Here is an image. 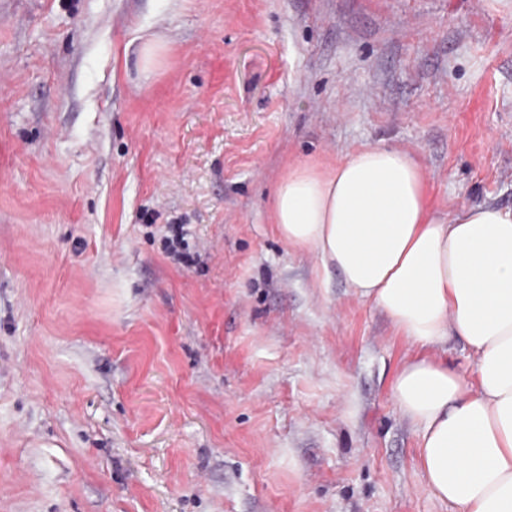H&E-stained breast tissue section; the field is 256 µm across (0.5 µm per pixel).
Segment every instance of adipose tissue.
Returning <instances> with one entry per match:
<instances>
[{
	"label": "adipose tissue",
	"instance_id": "obj_1",
	"mask_svg": "<svg viewBox=\"0 0 512 512\" xmlns=\"http://www.w3.org/2000/svg\"><path fill=\"white\" fill-rule=\"evenodd\" d=\"M268 207L282 240L418 346L392 396L419 433L432 495L450 512H512V209L439 211L415 157L376 144L288 164ZM453 339L471 375L439 358Z\"/></svg>",
	"mask_w": 512,
	"mask_h": 512
}]
</instances>
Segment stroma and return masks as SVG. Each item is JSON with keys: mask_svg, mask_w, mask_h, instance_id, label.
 I'll return each instance as SVG.
<instances>
[{"mask_svg": "<svg viewBox=\"0 0 512 512\" xmlns=\"http://www.w3.org/2000/svg\"><path fill=\"white\" fill-rule=\"evenodd\" d=\"M366 144L511 209L512 0H0V512H448L416 345L270 222ZM166 51L167 43L162 36L158 35L146 41L137 50V59L140 68L145 72H150Z\"/></svg>", "mask_w": 512, "mask_h": 512, "instance_id": "obj_1", "label": "stroma"}]
</instances>
